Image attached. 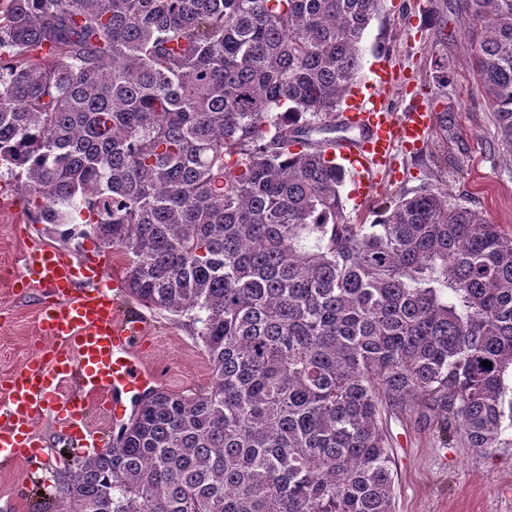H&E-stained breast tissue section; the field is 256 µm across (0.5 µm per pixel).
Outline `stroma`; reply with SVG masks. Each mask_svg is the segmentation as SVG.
Wrapping results in <instances>:
<instances>
[{"label": "stroma", "mask_w": 512, "mask_h": 512, "mask_svg": "<svg viewBox=\"0 0 512 512\" xmlns=\"http://www.w3.org/2000/svg\"><path fill=\"white\" fill-rule=\"evenodd\" d=\"M475 36L467 0H381L364 33L355 90L366 92L380 65L389 64L404 86L389 92V108L401 114L410 102L434 100L436 125L418 149L396 151L391 170L366 196L345 179L340 193L348 220H373L396 195L430 187L448 190L452 200L482 211L512 236V159L497 146L491 111L467 65ZM0 197L10 201L0 208L1 379L48 346L38 333L48 290L12 285L31 241L64 245L77 258L100 248L84 236L61 242L56 226L31 223L9 175L0 176ZM118 295L122 314L147 326L142 358L158 374L159 387L186 395L208 390L212 372L204 346L178 316L144 306L126 288ZM382 417L394 457L396 512H512V445L486 453L461 439L446 445L414 413L386 410ZM35 437L42 445L39 464L22 458L0 467V512H61L62 502L52 496L56 478L89 454L72 447L47 419L37 422Z\"/></svg>", "instance_id": "35a3bbf8"}]
</instances>
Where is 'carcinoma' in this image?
Masks as SVG:
<instances>
[{"label":"carcinoma","mask_w":512,"mask_h":512,"mask_svg":"<svg viewBox=\"0 0 512 512\" xmlns=\"http://www.w3.org/2000/svg\"><path fill=\"white\" fill-rule=\"evenodd\" d=\"M378 2L0 0V169L32 223L87 214L212 370L61 471L65 512H395L386 407L508 445L512 236L432 189L343 213L327 146ZM468 2L512 155V0Z\"/></svg>","instance_id":"cac0c4a2"}]
</instances>
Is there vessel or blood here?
Instances as JSON below:
<instances>
[{
    "label": "vessel or blood",
    "mask_w": 512,
    "mask_h": 512,
    "mask_svg": "<svg viewBox=\"0 0 512 512\" xmlns=\"http://www.w3.org/2000/svg\"><path fill=\"white\" fill-rule=\"evenodd\" d=\"M394 85L392 72L381 71L368 95L339 116L355 138L338 142L335 152L360 179L389 168L396 148L423 142L434 126L436 106L431 101H415L400 119L385 107ZM24 268L15 283L26 284L33 276L56 295L38 325L41 335L54 345L50 355L14 372L0 389V459L4 461L20 455L23 445L33 439L35 423L44 417L76 446L97 447L101 437L77 395L104 398L105 416L115 420L120 410L118 404L108 403L109 392L135 391L154 380L134 353L145 335L143 322L122 316L106 288L109 263L79 261L62 248L35 242Z\"/></svg>",
    "instance_id": "b4317fda"
}]
</instances>
